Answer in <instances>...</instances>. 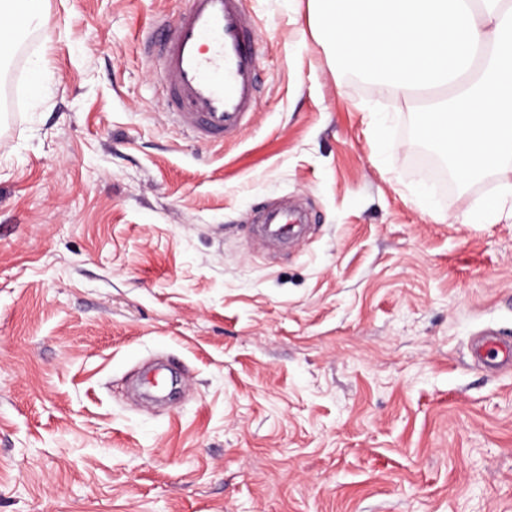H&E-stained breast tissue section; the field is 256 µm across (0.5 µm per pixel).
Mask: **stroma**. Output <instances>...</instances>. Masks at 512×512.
<instances>
[{
    "mask_svg": "<svg viewBox=\"0 0 512 512\" xmlns=\"http://www.w3.org/2000/svg\"><path fill=\"white\" fill-rule=\"evenodd\" d=\"M184 6L48 0L0 68V512H512V362L471 355L512 224L459 221L495 177L449 188L309 0H243L253 119L195 141L143 43Z\"/></svg>",
    "mask_w": 512,
    "mask_h": 512,
    "instance_id": "1",
    "label": "stroma"
}]
</instances>
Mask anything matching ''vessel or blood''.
Here are the masks:
<instances>
[{"label":"vessel or blood","mask_w":512,"mask_h":512,"mask_svg":"<svg viewBox=\"0 0 512 512\" xmlns=\"http://www.w3.org/2000/svg\"><path fill=\"white\" fill-rule=\"evenodd\" d=\"M145 49L163 65L167 106L183 129L203 142L240 134L260 84L256 37L241 0H187L176 25H155ZM472 354L480 362L511 361L512 339L482 336Z\"/></svg>","instance_id":"1"}]
</instances>
